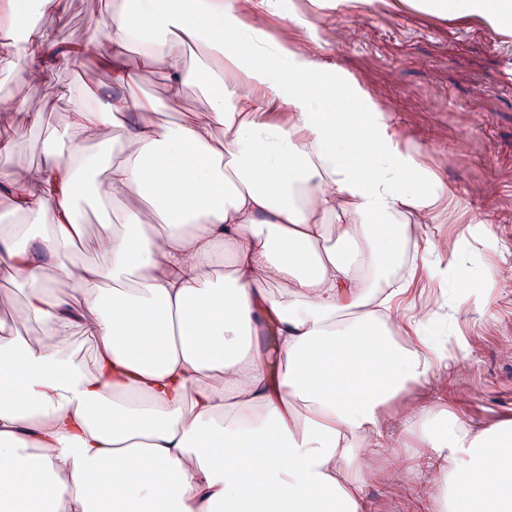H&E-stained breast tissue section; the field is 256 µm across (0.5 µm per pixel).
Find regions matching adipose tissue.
Segmentation results:
<instances>
[{
  "instance_id": "ef3b65f1",
  "label": "adipose tissue",
  "mask_w": 512,
  "mask_h": 512,
  "mask_svg": "<svg viewBox=\"0 0 512 512\" xmlns=\"http://www.w3.org/2000/svg\"><path fill=\"white\" fill-rule=\"evenodd\" d=\"M70 5L38 0L32 23L28 0H0V32L22 36L0 45L1 125L44 126L30 90L62 67L99 57L112 77L61 90L38 167L5 165L0 136V277L26 291L0 319V512H369L363 473L399 445L395 407L427 462L428 512H512V418L404 401L448 359L427 333L438 306H401L413 280L455 286L475 320L488 294L462 241L420 236L452 190L375 94L303 36L255 26L256 0H114L63 47ZM414 6L512 35V0ZM152 70L187 118L157 120L137 94ZM83 200L102 210L91 263L70 256Z\"/></svg>"
}]
</instances>
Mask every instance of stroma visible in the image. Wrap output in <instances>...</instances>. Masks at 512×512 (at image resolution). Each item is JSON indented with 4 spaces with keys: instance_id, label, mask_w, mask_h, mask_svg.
Here are the masks:
<instances>
[{
    "instance_id": "1",
    "label": "stroma",
    "mask_w": 512,
    "mask_h": 512,
    "mask_svg": "<svg viewBox=\"0 0 512 512\" xmlns=\"http://www.w3.org/2000/svg\"><path fill=\"white\" fill-rule=\"evenodd\" d=\"M301 2L258 0L256 26L283 39L307 30V44L320 59L375 92L393 129L420 146L426 167L455 188L458 222L427 225L424 236L464 237L472 275L512 268V37L498 35L479 17L420 12L411 0H381L360 11L323 0L299 14ZM103 9L102 0H72L60 40H84ZM89 81L110 85L108 69L94 58L32 87V100L45 108L43 126L65 118L59 87L80 90ZM43 126L8 129L15 145L8 165L39 163ZM478 215L484 225L475 224ZM445 324L459 329L471 352L441 370L425 396L449 399L476 424L512 415V282L490 288L481 322L459 324L449 312ZM390 432L400 447L380 450L364 473L372 512H422L427 475L421 451L411 447L398 423H391ZM392 470L399 480L388 481Z\"/></svg>"
}]
</instances>
